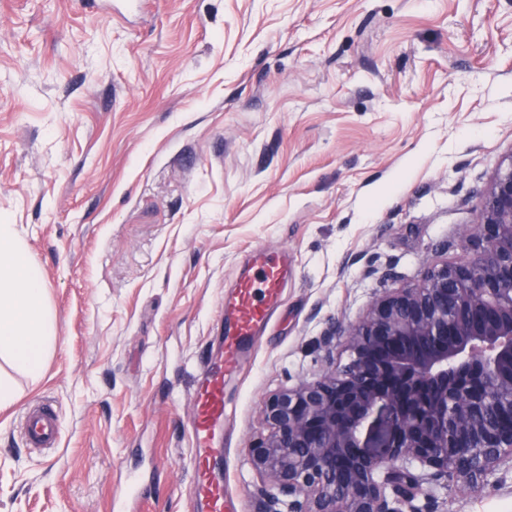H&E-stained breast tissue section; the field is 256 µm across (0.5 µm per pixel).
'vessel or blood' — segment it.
<instances>
[{
	"label": "vessel or blood",
	"instance_id": "b4317fda",
	"mask_svg": "<svg viewBox=\"0 0 512 512\" xmlns=\"http://www.w3.org/2000/svg\"><path fill=\"white\" fill-rule=\"evenodd\" d=\"M250 262L256 275L239 277L221 305L222 351L203 359L201 375L190 394L187 429L192 446L193 488L204 512H232L224 480L218 475L225 451L215 445L216 431L224 422V381L237 372L252 339L269 321L289 272L288 252L284 249H255ZM62 429L60 414L46 402L29 406L23 414L26 447L37 451L57 447Z\"/></svg>",
	"mask_w": 512,
	"mask_h": 512
}]
</instances>
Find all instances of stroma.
<instances>
[{
  "instance_id": "35a3bbf8",
  "label": "stroma",
  "mask_w": 512,
  "mask_h": 512,
  "mask_svg": "<svg viewBox=\"0 0 512 512\" xmlns=\"http://www.w3.org/2000/svg\"><path fill=\"white\" fill-rule=\"evenodd\" d=\"M512 160V0H0V222L45 281L38 377L0 359V512H196L188 397L259 246L294 273L224 382V488L259 512L249 444L276 389L428 265ZM58 408L57 448L19 421ZM417 512H512V480L425 486Z\"/></svg>"
}]
</instances>
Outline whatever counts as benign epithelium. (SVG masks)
I'll return each mask as SVG.
<instances>
[{"label": "benign epithelium", "instance_id": "obj_1", "mask_svg": "<svg viewBox=\"0 0 512 512\" xmlns=\"http://www.w3.org/2000/svg\"><path fill=\"white\" fill-rule=\"evenodd\" d=\"M462 241L473 257L328 324L320 344L344 348L342 369L264 400L248 449L262 512H404L423 475L471 488L512 472V161Z\"/></svg>", "mask_w": 512, "mask_h": 512}]
</instances>
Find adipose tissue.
<instances>
[{"instance_id":"ef3b65f1","label":"adipose tissue","mask_w":512,"mask_h":512,"mask_svg":"<svg viewBox=\"0 0 512 512\" xmlns=\"http://www.w3.org/2000/svg\"><path fill=\"white\" fill-rule=\"evenodd\" d=\"M55 343L42 271L14 225L0 223V357L35 377Z\"/></svg>"}]
</instances>
